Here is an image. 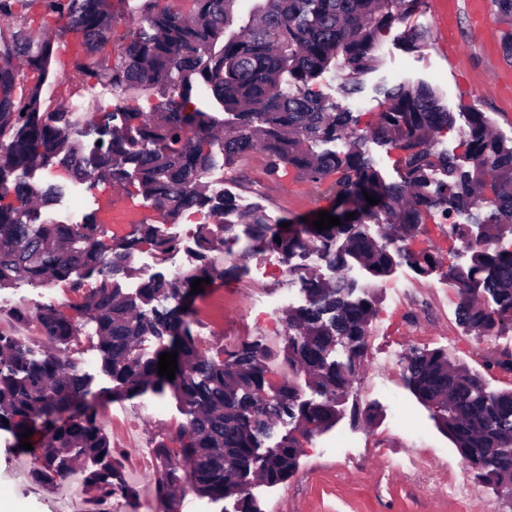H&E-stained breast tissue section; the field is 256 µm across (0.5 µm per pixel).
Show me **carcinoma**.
I'll return each mask as SVG.
<instances>
[{
	"instance_id": "cac0c4a2",
	"label": "carcinoma",
	"mask_w": 512,
	"mask_h": 512,
	"mask_svg": "<svg viewBox=\"0 0 512 512\" xmlns=\"http://www.w3.org/2000/svg\"><path fill=\"white\" fill-rule=\"evenodd\" d=\"M19 2L0 0V289L19 277L88 288L84 302L69 306L72 315L53 305L17 311L19 321L36 324L45 338L42 352L0 334V430L19 441L38 420L48 427L47 439L32 450L35 476L43 483L65 482L74 463L88 457L99 464L85 476L98 502L129 495L109 466L112 448L87 399L89 377L70 349L83 318L96 324L112 398L168 389L189 416L155 448L163 463L155 492L164 512H175L174 489L181 482L199 494L234 500V512H261L248 493L251 480L284 482L297 467L299 437L336 424L366 351L375 307L373 287L340 275L349 261L375 277L386 275L398 258L429 274L442 266L438 251H414L412 241L427 220L446 224L448 216L465 212L469 223H448L471 253L468 266L446 269L458 288V322L477 337L512 327V250L500 245L512 235V142L492 133L485 113H470L465 168L430 139L453 124L438 91L395 85L383 91L385 108L372 128L400 153L404 177L387 184L364 149L359 116L309 88L335 66L342 72L341 94L357 93L361 78L378 65L381 33L404 22L423 0H255L241 32L228 40L224 28L241 0H192L188 15L145 0L143 25L113 56L101 50L112 41L116 3L123 0H30L80 32L84 52L73 71L111 89L169 94L158 112H109L99 122L46 106L49 85L60 77V34L34 36L16 9ZM494 3L499 22L508 26L501 45L511 60L512 0ZM28 70L39 72L40 80L23 87ZM196 87L211 92L228 117L193 107ZM340 138L347 141L344 151L316 150ZM217 141L226 165L261 148L272 175L293 169L314 185L336 176L327 191L335 200L330 215L340 224L318 231L286 217L289 227L283 228L267 223L259 209L239 210L227 197L208 193L206 178L215 164L210 146ZM53 164L90 189L136 177L161 224H140L106 244L93 214L81 224L48 222L62 188L9 178ZM365 192L379 203L369 205ZM10 194L15 201H5ZM192 208L207 209L213 219V226L200 227L197 264L148 281L134 297L125 293L119 276L131 271L135 252L150 244L165 259L178 241L162 225ZM352 212L356 216L347 218ZM371 224L385 226L383 236H372ZM237 225L245 226L248 242L235 252ZM221 247L234 269L254 252L275 251L304 286L306 305L289 310L285 320L283 353L317 398H304L290 381L273 383L258 340L222 359L197 347L182 307L193 281L227 272L210 256ZM311 255L333 276L315 274ZM482 296L492 304H480ZM146 337L160 343L151 357L139 352ZM341 338L349 343L344 362L332 358ZM174 351L175 378L158 376L159 356ZM404 371L414 395L471 461L475 479L506 499L512 490V391L486 390L482 374L440 350L411 348ZM285 419L294 427L281 434Z\"/></svg>"
}]
</instances>
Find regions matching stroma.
Instances as JSON below:
<instances>
[{"label":"stroma","instance_id":"1","mask_svg":"<svg viewBox=\"0 0 512 512\" xmlns=\"http://www.w3.org/2000/svg\"><path fill=\"white\" fill-rule=\"evenodd\" d=\"M486 10L492 21L477 28L470 21V0H447L438 13L424 0L407 23L384 31L381 64L363 76L359 93L342 97L335 69L315 80L312 89L326 101L359 113L362 124L371 125L384 103L377 87L425 82L438 89L455 116L451 128L434 136L439 149L463 156L461 132L474 111L485 113L494 132L511 141L512 85H504L500 77L512 74V62L503 56V26L494 20L493 0H488ZM408 27L425 31L423 45L416 48L404 41L402 33ZM75 93L84 95L86 115L93 119L119 107L148 113L161 103L156 94L113 91L87 74L59 80L50 90V99L65 105ZM267 167L266 152L256 149L232 167L216 163L211 174L223 177L224 193L237 208L260 207L271 224L286 217L311 220L333 209L332 197L324 188L308 182L294 188L287 176H270ZM30 178L65 184L53 212L61 214L77 205L84 214L93 213L90 189L72 183L62 168L38 169ZM448 230V225L428 222L413 241V249L438 250L445 266L468 265L469 252L450 238ZM346 274L378 290L367 350L342 414L332 428L303 440L295 473L276 485L254 482L251 493L262 512H512L483 484L478 495L469 499L452 493V485L462 478L473 480V472L403 374V358L410 348L442 350L455 363L483 373L488 390L512 389V372L486 367L487 362L512 354V328L480 339L466 332L457 321V288L443 270L422 275L400 260L383 277H373L354 262ZM301 289L278 253L251 255L244 271L212 279L190 298L188 320L199 349L213 356L248 341H261L268 351L272 379L293 380L304 398H312L305 375L293 373L282 359L284 315L289 308L284 297ZM0 295L11 300L0 307V333L5 334L20 327L17 308L62 307L83 297L82 292L59 284L38 285L25 279L0 290ZM96 343V337L80 335L72 348L91 378L89 389L96 399L99 426L112 448V469L132 490L130 496L113 497L109 512H155L154 477L161 461L154 448L187 417L168 392L116 400L104 397L112 382L100 368ZM355 406L372 408L374 419H353ZM34 468L33 458L17 449L11 433L0 431V503L8 504L10 512H50L60 496V488L36 480Z\"/></svg>","mask_w":512,"mask_h":512}]
</instances>
